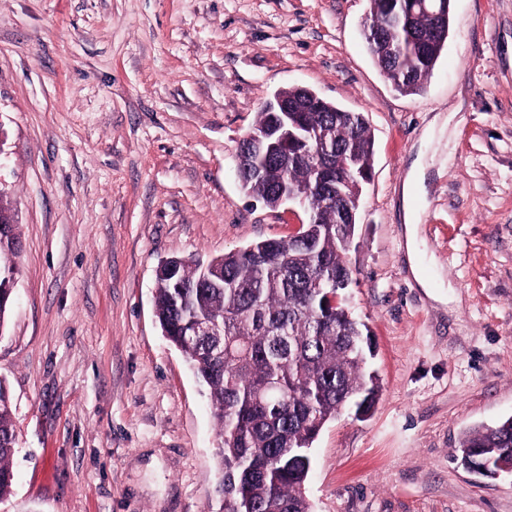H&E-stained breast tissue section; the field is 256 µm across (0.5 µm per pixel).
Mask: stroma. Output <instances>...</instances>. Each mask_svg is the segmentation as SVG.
Wrapping results in <instances>:
<instances>
[{"instance_id": "stroma-1", "label": "stroma", "mask_w": 512, "mask_h": 512, "mask_svg": "<svg viewBox=\"0 0 512 512\" xmlns=\"http://www.w3.org/2000/svg\"><path fill=\"white\" fill-rule=\"evenodd\" d=\"M421 93L380 73L367 0H0V196L23 241L0 333L17 450L0 512H224L207 390L154 312L156 270L288 237L236 175L286 86L375 138L346 300L377 396L311 449L313 512H512L470 429L512 416V0H452ZM422 168L420 266L404 226Z\"/></svg>"}]
</instances>
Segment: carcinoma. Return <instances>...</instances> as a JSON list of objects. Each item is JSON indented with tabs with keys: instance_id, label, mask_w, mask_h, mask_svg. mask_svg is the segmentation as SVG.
Listing matches in <instances>:
<instances>
[{
	"instance_id": "obj_1",
	"label": "carcinoma",
	"mask_w": 512,
	"mask_h": 512,
	"mask_svg": "<svg viewBox=\"0 0 512 512\" xmlns=\"http://www.w3.org/2000/svg\"><path fill=\"white\" fill-rule=\"evenodd\" d=\"M421 2H404L414 10L406 27L393 9L401 0H368V50L405 95L423 90L451 27L449 14L432 24ZM277 97L298 109L288 124L305 122L322 133L317 153L324 178L312 162L290 155L285 163L266 159L264 175L243 176L242 188L271 207L281 205L280 183L305 189L316 223L305 225L299 240L256 241L210 260L222 288L201 282V266L180 258L157 278L160 328L207 387L224 436L225 512H311L304 487L316 436L348 406L369 408L377 391L365 369L362 324L342 300L326 302L336 282L350 277L361 207V181L345 174V165L357 159L370 168L374 135L360 112L333 102L316 108L307 88L288 87ZM337 188L346 194L343 215L329 203ZM13 220L12 209L0 202V225L13 231V240L0 242V271L17 270L20 232ZM14 453L11 395L0 381V499L10 492ZM475 457L492 467L512 463V417L465 434L461 462Z\"/></svg>"
}]
</instances>
